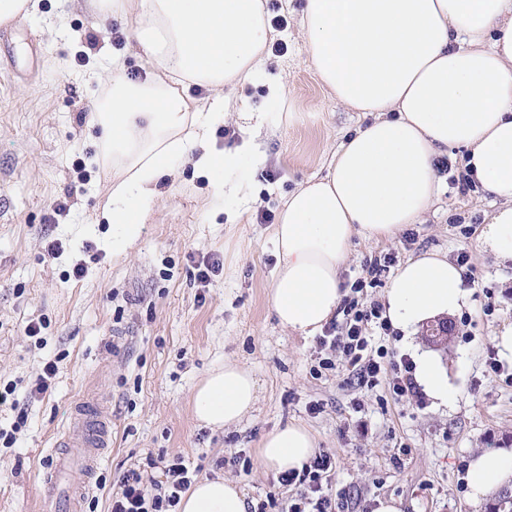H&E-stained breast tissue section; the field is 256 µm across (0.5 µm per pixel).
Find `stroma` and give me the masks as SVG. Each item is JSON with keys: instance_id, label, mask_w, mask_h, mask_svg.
<instances>
[{"instance_id": "stroma-1", "label": "stroma", "mask_w": 512, "mask_h": 512, "mask_svg": "<svg viewBox=\"0 0 512 512\" xmlns=\"http://www.w3.org/2000/svg\"><path fill=\"white\" fill-rule=\"evenodd\" d=\"M304 0H266L282 20L271 42L264 76L230 94V110L211 136L223 151L239 144L249 115L262 118L257 142L264 161H244L236 174L244 189L226 193L221 209L208 204L211 175L175 163L163 177L159 201L126 254L112 252V227L100 216L112 178L99 166V131L90 116L112 57L144 78L130 51L129 20L102 19L78 0H41L8 46L14 68L0 64V390L14 397L27 423L13 447H0V512H39L38 478L52 445L68 427L77 398H99L112 419V448L90 477L79 512H107L109 498L131 468L160 477L147 457L181 454L198 477L221 476L247 503L268 494L267 512H288L292 493L257 461L261 438L290 423L311 431L318 450L332 455L330 493L341 512H374L395 497L403 512H476L468 501L465 470L480 449L512 445V386L488 375L495 335L512 324V261L475 243L492 196L479 187L446 185L418 223L394 239L354 238L341 270L342 296L365 277L374 258L394 267L427 251L457 261L466 254L467 304L451 316L453 334L435 349L423 333L386 339L397 355L437 351L457 400L396 395L388 379L371 389L348 380L341 354L327 355L317 337L282 328L269 304L276 264L272 224L289 192L323 177L344 136L368 115L329 96L306 63L301 33ZM122 42H114L113 30ZM42 49L27 61L29 42ZM283 86L272 98L269 86ZM70 209L53 216L59 201ZM61 243L52 256L49 242ZM216 254L222 270L201 285L196 266ZM83 276H75V266ZM39 336H25L30 321ZM333 357L336 367L320 368ZM231 359L258 382L254 409L239 423L215 431L197 422L190 398L215 366ZM57 366L51 388L29 390L45 363ZM321 410L313 414L310 404Z\"/></svg>"}]
</instances>
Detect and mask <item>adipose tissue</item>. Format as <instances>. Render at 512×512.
<instances>
[{"label": "adipose tissue", "instance_id": "obj_1", "mask_svg": "<svg viewBox=\"0 0 512 512\" xmlns=\"http://www.w3.org/2000/svg\"><path fill=\"white\" fill-rule=\"evenodd\" d=\"M93 15L134 16L133 51L148 77L133 80L120 58L103 80L91 120L101 132L100 159L112 166L102 217L124 250L158 199L160 179L176 161L200 171L223 168L212 198L234 185L242 156L258 157L252 131L215 156L213 127L228 93L267 65L270 22L263 0H82ZM307 60L336 100L370 121L333 155L327 174L289 193L274 226L276 265L269 300L280 324L314 335L336 313L341 266L353 237L388 241L416 223L443 192L435 168L463 150L466 174L498 202L486 214L479 249L512 259V0H305ZM210 93L207 107L187 94ZM462 267L440 253L410 258L386 292V316L409 331L457 313L465 303ZM414 377L440 404L456 399L441 359L416 356ZM255 376L228 360L191 395L195 419L213 429L240 422L255 406ZM316 441L299 424L268 433L258 459L275 472L302 469ZM512 481V447L482 449L469 461L473 504ZM178 512H247L244 495L221 478L194 483Z\"/></svg>", "mask_w": 512, "mask_h": 512}]
</instances>
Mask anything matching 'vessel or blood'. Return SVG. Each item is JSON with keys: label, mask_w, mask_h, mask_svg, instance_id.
<instances>
[{"label": "vessel or blood", "mask_w": 512, "mask_h": 512, "mask_svg": "<svg viewBox=\"0 0 512 512\" xmlns=\"http://www.w3.org/2000/svg\"><path fill=\"white\" fill-rule=\"evenodd\" d=\"M73 434L55 442L51 469L44 473L42 488L47 512H77L87 493V478L112 446V421L99 399H79L71 412Z\"/></svg>", "instance_id": "1"}]
</instances>
